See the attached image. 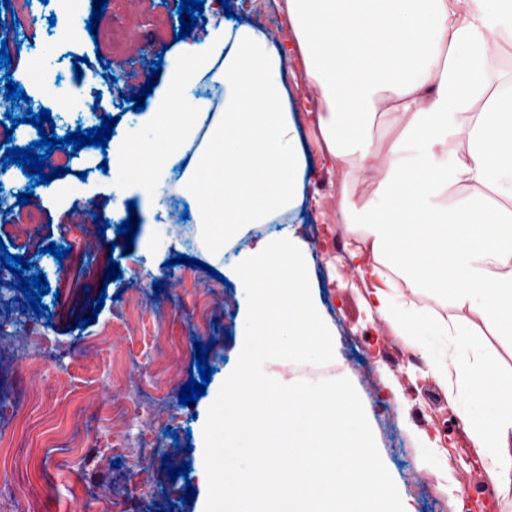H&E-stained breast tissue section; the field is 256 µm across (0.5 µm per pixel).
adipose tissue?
Masks as SVG:
<instances>
[{
    "label": "adipose tissue",
    "mask_w": 512,
    "mask_h": 512,
    "mask_svg": "<svg viewBox=\"0 0 512 512\" xmlns=\"http://www.w3.org/2000/svg\"><path fill=\"white\" fill-rule=\"evenodd\" d=\"M303 71L267 32L219 24L165 57L153 105L112 143V193L139 187L141 210L192 203L209 259L237 284V372L264 383L268 360L332 363L305 244L288 228L304 203L307 157L291 80L313 85L325 159L341 175V218L365 256L367 308L418 354L479 458L512 499V0H284ZM219 84L220 98L185 100ZM390 138L375 162L373 129ZM184 164L178 181L172 168ZM375 189L359 205L364 181ZM264 224L232 262L224 252ZM501 353H488L485 335Z\"/></svg>",
    "instance_id": "obj_1"
}]
</instances>
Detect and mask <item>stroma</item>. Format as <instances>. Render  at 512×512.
Returning <instances> with one entry per match:
<instances>
[{"label":"stroma","mask_w":512,"mask_h":512,"mask_svg":"<svg viewBox=\"0 0 512 512\" xmlns=\"http://www.w3.org/2000/svg\"><path fill=\"white\" fill-rule=\"evenodd\" d=\"M180 0H108L95 35L73 39L65 27L66 14L90 16L92 0H46L35 13L23 10V0L0 6V18L20 19L19 28H7L12 58L0 66V142L26 147L38 131L25 123L27 109L50 110L57 136L100 125L102 115L85 110L60 111L59 98L79 91L92 98L110 90L109 108L117 116L115 136H123L137 114L126 102L130 90L147 81L153 56L142 55L135 33L149 31L155 54L175 44L180 31ZM282 0H234L232 11L240 20L262 27L276 44L293 49V34L281 8ZM102 48L111 58L109 76L84 72L76 76L73 57ZM43 65L54 80L52 90L25 84L27 106L5 99V77ZM300 127L309 146L311 170L306 173L308 204L295 231L308 248L309 268L317 286L323 317L336 333L341 368L351 378L372 428L382 461L405 492L414 512H464L457 494V478L464 471L466 447L460 427L433 378L424 367L401 369L405 350L390 326L366 311L365 291L357 264L350 260V240L340 222L339 173L333 172L318 150V130L311 118L318 112L316 89L299 82L295 90ZM13 114L19 123L6 135L3 120ZM101 148L85 147L73 159L55 154L54 163L70 162L86 175L82 186L90 204L108 215V227L97 234L94 247H86L82 224L66 227L64 234L49 232L48 216H61L71 201L57 194L56 184H36L16 164L0 169V204L15 208L17 195L32 189L26 209L36 215L39 227L28 234L6 225L4 242L10 254L29 258L32 273L45 274L50 292L42 302L49 315L36 316L16 289L9 270L0 271V309L14 323L17 347L26 355L0 362V442L10 450L0 464V512H99L101 495L127 502L129 512H204L207 478L203 430L208 410L226 377L239 360L234 289L208 271L175 264L177 255L199 258L195 229L182 215L188 202L178 196L163 197L151 214L141 216L130 248L118 245L117 227L129 217L127 204H116L112 176L99 165ZM167 228V240L158 248L143 246L149 225ZM56 243L67 249L63 260L46 254ZM120 265L121 279L109 282V263ZM161 291H154V284ZM106 294L102 309H95L99 294ZM94 322L81 326L80 321ZM209 346L208 363L214 373L205 395L181 405L179 392L196 367L195 344ZM138 365L143 377L160 370L176 379L163 391L168 427L154 426L151 436L158 450L135 475L129 458L112 452V406L133 404L135 392L112 383L117 361ZM453 455L452 468L440 474L436 492L417 488L411 479L420 448ZM189 462L187 476L170 478L167 470ZM193 486L195 493L182 498L180 491Z\"/></svg>","instance_id":"obj_1"}]
</instances>
